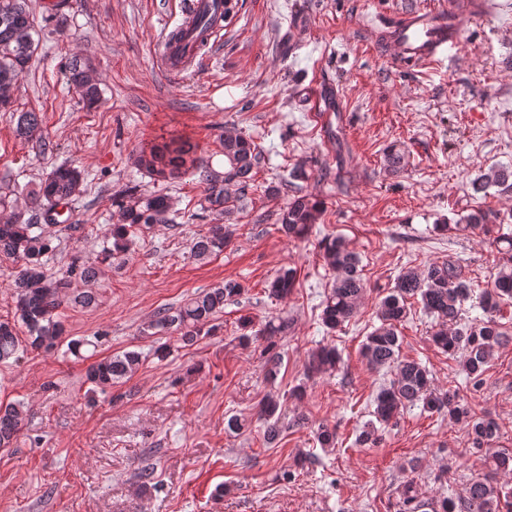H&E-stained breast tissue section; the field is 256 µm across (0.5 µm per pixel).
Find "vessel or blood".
<instances>
[{"instance_id":"vessel-or-blood-1","label":"vessel or blood","mask_w":512,"mask_h":512,"mask_svg":"<svg viewBox=\"0 0 512 512\" xmlns=\"http://www.w3.org/2000/svg\"><path fill=\"white\" fill-rule=\"evenodd\" d=\"M485 0H449L447 6L400 12L378 37L385 54L400 68H426L450 60L463 38L462 18L482 17ZM230 6L227 0H185L182 18L160 36L155 54L157 70L167 76L191 72L202 51L214 50L223 40ZM308 110L321 128L333 127L335 103L328 85L305 89Z\"/></svg>"}]
</instances>
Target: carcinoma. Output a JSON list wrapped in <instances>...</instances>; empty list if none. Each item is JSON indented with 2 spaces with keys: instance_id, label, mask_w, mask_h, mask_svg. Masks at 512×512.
<instances>
[{
  "instance_id": "1",
  "label": "carcinoma",
  "mask_w": 512,
  "mask_h": 512,
  "mask_svg": "<svg viewBox=\"0 0 512 512\" xmlns=\"http://www.w3.org/2000/svg\"><path fill=\"white\" fill-rule=\"evenodd\" d=\"M34 18L29 0H0V92L12 88L38 60L39 42L34 39ZM67 81L74 86L88 108L100 100L101 79L89 62L74 56L65 67ZM19 136L39 142L44 150L53 147L37 112H16ZM224 171L197 155L198 146L186 138L173 139L136 158V165L154 180L169 182L186 173L198 177L206 186L204 211H228L229 187L245 191L253 181L255 168L260 163L256 145L232 131L224 132ZM386 168L396 173L404 166V154L391 146L384 156ZM83 181L81 170L71 164H61L30 190L24 206L17 208L0 195V208L10 209L0 219V254L19 263L14 286L18 322L0 321V364L15 363L22 353L56 349L64 334L59 310L66 304L84 307L96 303L91 291H76L78 282L95 280L97 268L74 259L65 269L51 272L47 256L54 251L52 236L43 225L56 224L54 215L59 205L71 200ZM491 187L512 191V167L495 166L481 174L474 182L477 193ZM118 209L119 223L111 225L107 238L112 246L103 248L110 258L127 250L129 229L140 224L174 223L170 197L163 192L141 194L128 187L112 198ZM323 203L315 196L297 189L281 215L280 230L288 239H305L322 212ZM499 216L492 211L473 210L462 216L455 226L435 225L438 232L453 228L457 231L479 230L486 235L496 234L494 242L502 254L492 285L478 293V308L483 318L477 323L462 321L466 301L473 297L472 283L464 276L459 260L452 257L436 261L421 271L409 268L395 279L394 286L380 301L379 325L367 336L363 356L373 369L392 367L395 378L382 389L374 400L372 415L375 421L367 424L357 437L360 446L377 440L376 424H389L400 409L422 404L430 413H448L455 422L464 425L471 436L470 452L477 454L489 449L498 434L497 423L489 417H479L469 401L456 389L439 392L432 385L429 371L415 359L400 357L397 327L410 313V299L421 304L423 311L433 317L439 329L433 334L437 348L455 357L460 356L466 379L479 386L489 369L495 352L509 340L508 332L498 323L496 315L501 307L512 302V235L503 232ZM233 235L232 225L214 224L209 231L192 241L190 254L204 259L221 252ZM324 264L335 273L330 292L323 302L321 322L330 332L344 325L355 313L366 292V283L359 270L361 259L341 239L327 236L318 243ZM295 270L281 271L269 284V295L285 298L294 288ZM245 291L237 281H226L186 298L179 306L159 309L148 324L156 335L178 331L186 342H192L201 333L216 330L213 321L224 312V305L236 300ZM290 321L270 319L255 334L244 333L240 339L249 343L259 339L266 342L261 351L267 378L276 377L281 366V354L275 351L277 338L288 335ZM137 351H126L91 363L85 378L91 385L105 390L117 381L134 374L140 364ZM340 362L336 348L323 346L312 351L306 363L309 376L331 374ZM25 415L20 403L0 405V448H9L16 441ZM258 417L263 421L267 441H276L281 433L279 401L269 394L262 401ZM492 475L472 479L465 494L458 500L439 501L420 496L415 484L407 480L400 488L403 512H503L512 508V494L498 485L495 475L512 474V451L503 449L487 457Z\"/></svg>"
}]
</instances>
